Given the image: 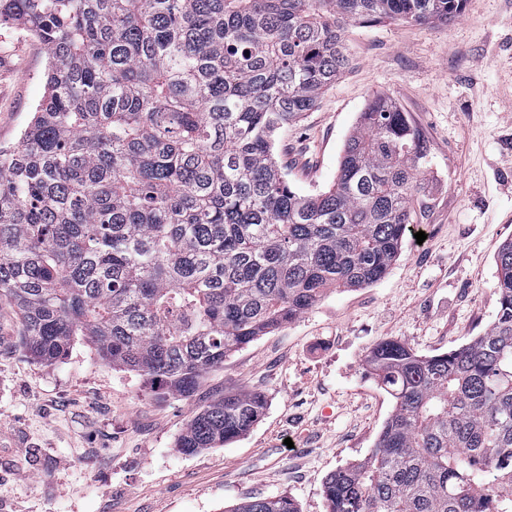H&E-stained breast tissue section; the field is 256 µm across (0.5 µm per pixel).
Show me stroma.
Segmentation results:
<instances>
[{
  "instance_id": "1",
  "label": "stroma",
  "mask_w": 512,
  "mask_h": 512,
  "mask_svg": "<svg viewBox=\"0 0 512 512\" xmlns=\"http://www.w3.org/2000/svg\"><path fill=\"white\" fill-rule=\"evenodd\" d=\"M344 43L349 69L279 131L276 153L297 189L328 187L368 101L396 102L430 166L387 275L327 293L208 372L195 396L163 400L80 336L51 366L15 352L19 321L0 302V512H229L282 493L326 512V477L362 459L393 410L371 348L394 339L432 356L491 324L494 255L512 238V0H466L446 24H352ZM46 67L38 40L0 22V146L18 142ZM222 391L263 393L260 421L224 447L180 452L196 408Z\"/></svg>"
}]
</instances>
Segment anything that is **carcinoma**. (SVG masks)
I'll return each instance as SVG.
<instances>
[{"label":"carcinoma","instance_id":"cac0c4a2","mask_svg":"<svg viewBox=\"0 0 512 512\" xmlns=\"http://www.w3.org/2000/svg\"><path fill=\"white\" fill-rule=\"evenodd\" d=\"M465 0H0L43 45L46 91L0 148V301L14 348L53 365L82 336L160 397L399 257L429 153L373 97L332 184L303 193L275 157L347 68L350 23H446ZM498 309L460 347L367 356L394 399L374 448L329 474L327 512H512V238ZM265 396L222 393L176 447L246 435ZM228 512H299L286 493Z\"/></svg>","mask_w":512,"mask_h":512}]
</instances>
